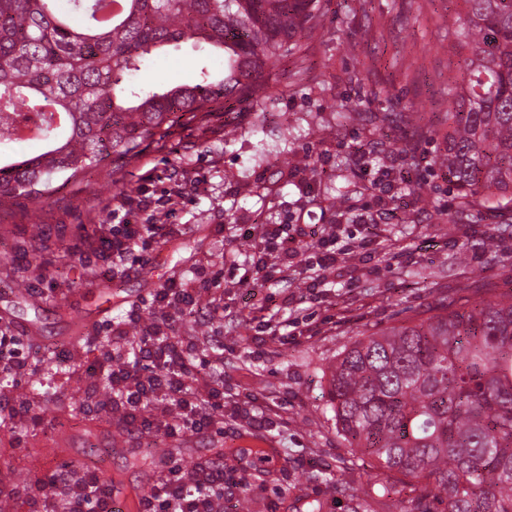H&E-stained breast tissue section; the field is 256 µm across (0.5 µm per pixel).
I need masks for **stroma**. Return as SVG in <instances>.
Returning a JSON list of instances; mask_svg holds the SVG:
<instances>
[{
  "instance_id": "35a3bbf8",
  "label": "stroma",
  "mask_w": 512,
  "mask_h": 512,
  "mask_svg": "<svg viewBox=\"0 0 512 512\" xmlns=\"http://www.w3.org/2000/svg\"><path fill=\"white\" fill-rule=\"evenodd\" d=\"M319 5L301 85L291 79L300 65L285 56L263 105L232 103L207 125L174 127L165 145L145 147L120 173L107 162L60 182L41 203L39 238L30 236V204L0 208V255L13 259L0 269V332L31 366L17 385L0 375V386L38 416L0 426V487L13 489L15 512H28L29 491L88 448L106 449L112 489L125 512H135L161 475L165 446L186 467L223 465L232 482L223 512H308L314 502L322 512H348L351 499L369 498L375 462L336 432L326 392L337 355L361 334L428 315L465 287L512 290V226L498 212L460 211L433 163L444 148L448 86L464 77L448 42L454 0ZM202 65L220 68L190 44L173 45L141 81L193 83ZM409 112L416 121L404 122ZM390 167L411 169L414 184L387 177ZM330 186L341 191V207L325 201ZM143 191L160 199L166 237L136 250L115 277L103 255L73 252L81 237L116 223L123 199ZM451 211L455 222H441ZM371 213L374 226L359 224ZM275 224L305 228L307 249L336 224L374 243L346 255L351 282L312 290L297 271L256 288L243 279L264 248L253 229ZM489 238L495 251L485 248ZM19 280L26 294L16 292ZM172 280L197 289L194 314L173 317L154 303ZM134 309L142 325L169 322L171 335L191 342L192 361L207 359L205 374L224 385L223 430L172 438L91 403L73 411L85 395V365L109 326Z\"/></svg>"
}]
</instances>
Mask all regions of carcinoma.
Returning a JSON list of instances; mask_svg holds the SVG:
<instances>
[{"label": "carcinoma", "mask_w": 512, "mask_h": 512, "mask_svg": "<svg viewBox=\"0 0 512 512\" xmlns=\"http://www.w3.org/2000/svg\"><path fill=\"white\" fill-rule=\"evenodd\" d=\"M448 41L466 78L448 87L435 160L463 209L512 213V0H457ZM0 0V144L12 118L44 115L38 152L0 158V208L52 196L107 158L130 162L176 124L203 125L230 100L265 101L279 57L305 60L316 0ZM207 46L222 70L195 85L139 82L168 46ZM425 319L364 336L336 357L328 401L337 433L372 456L380 512L410 481L406 512H512V294L490 286Z\"/></svg>", "instance_id": "1"}]
</instances>
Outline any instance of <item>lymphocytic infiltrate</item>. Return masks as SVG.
Wrapping results in <instances>:
<instances>
[{
	"label": "lymphocytic infiltrate",
	"mask_w": 512,
	"mask_h": 512,
	"mask_svg": "<svg viewBox=\"0 0 512 512\" xmlns=\"http://www.w3.org/2000/svg\"><path fill=\"white\" fill-rule=\"evenodd\" d=\"M154 205L153 198L139 195L131 211L141 216V223L126 221L113 225L109 233L87 237L83 250L105 252L113 266H121L137 248L165 235L166 227L157 222ZM264 238L266 253L256 263L263 284L287 273L300 256L297 236L286 233L283 227L265 231ZM109 343V350L103 351L88 369L89 387L97 389L99 377H106L110 396L105 404L123 409L129 425L150 429L153 421L146 417L145 410L156 406L162 397L171 400L170 405L160 407L169 436L188 428L203 431L217 425L224 412L223 388H200V372L187 357L182 340L169 335L164 326L149 327L135 343L128 341L126 329L120 324L112 328ZM115 347L132 354V362L113 365L111 350ZM52 483L57 496L33 497V512H112V485L99 473L86 471L74 479L61 471ZM223 498V466L205 462L187 469L174 464L140 499L139 512H221Z\"/></svg>",
	"instance_id": "lymphocytic-infiltrate-1"
}]
</instances>
